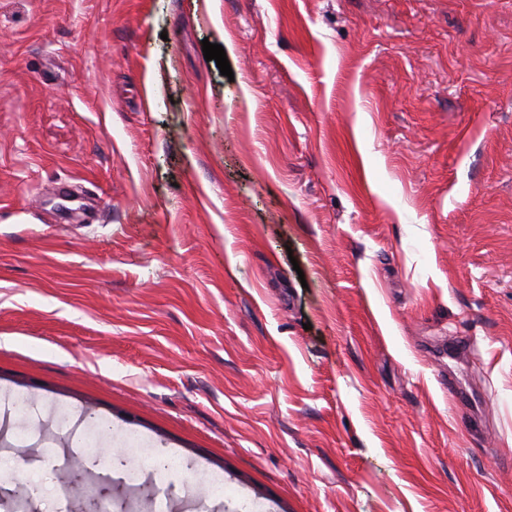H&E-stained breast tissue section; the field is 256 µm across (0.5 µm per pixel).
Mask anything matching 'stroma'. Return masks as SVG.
Masks as SVG:
<instances>
[{"label":"stroma","instance_id":"1","mask_svg":"<svg viewBox=\"0 0 512 512\" xmlns=\"http://www.w3.org/2000/svg\"><path fill=\"white\" fill-rule=\"evenodd\" d=\"M55 406L161 501L512 512V0H0L20 471Z\"/></svg>","mask_w":512,"mask_h":512}]
</instances>
